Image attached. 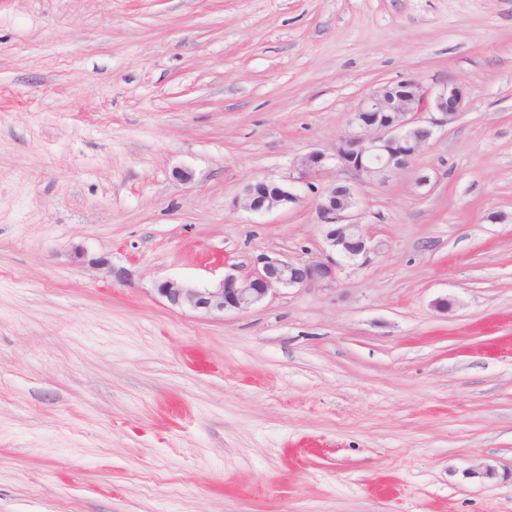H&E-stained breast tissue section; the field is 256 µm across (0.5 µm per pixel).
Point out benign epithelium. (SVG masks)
Wrapping results in <instances>:
<instances>
[{"label": "benign epithelium", "instance_id": "7a95c632", "mask_svg": "<svg viewBox=\"0 0 512 512\" xmlns=\"http://www.w3.org/2000/svg\"><path fill=\"white\" fill-rule=\"evenodd\" d=\"M464 102L465 94L455 84L434 91L414 78L366 93L332 155L312 151L301 157L288 179L256 181L244 189L245 207L262 213L298 201L295 184L320 174L331 161L346 172L348 180L326 185L314 199L326 245L320 254L306 259L261 255L243 275L226 272L206 286L165 279L155 282L154 290L174 308L222 316L227 311H246L281 289L335 288L345 265L364 264L379 250L364 232L359 203L337 200L336 186L357 196L360 187L376 177L384 180L408 168L437 129L458 118Z\"/></svg>", "mask_w": 512, "mask_h": 512}]
</instances>
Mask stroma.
I'll return each instance as SVG.
<instances>
[{"mask_svg":"<svg viewBox=\"0 0 512 512\" xmlns=\"http://www.w3.org/2000/svg\"><path fill=\"white\" fill-rule=\"evenodd\" d=\"M407 78L466 106L364 188L381 255L154 292L319 254L335 167L238 199ZM0 512H512V0H0Z\"/></svg>","mask_w":512,"mask_h":512,"instance_id":"stroma-1","label":"stroma"}]
</instances>
